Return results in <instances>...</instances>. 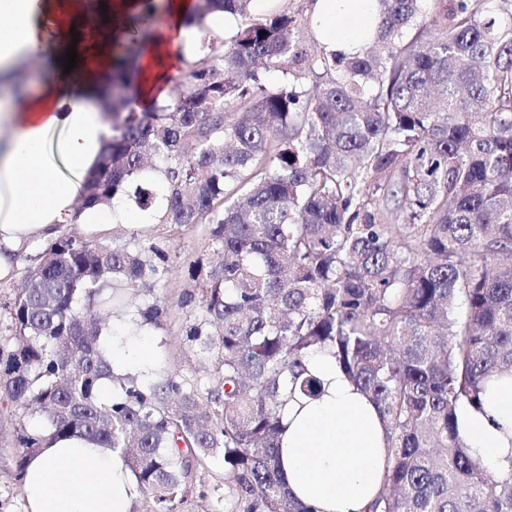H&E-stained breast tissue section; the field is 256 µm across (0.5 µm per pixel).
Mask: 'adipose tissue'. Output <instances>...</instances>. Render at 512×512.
Masks as SVG:
<instances>
[{
	"label": "adipose tissue",
	"instance_id": "obj_1",
	"mask_svg": "<svg viewBox=\"0 0 512 512\" xmlns=\"http://www.w3.org/2000/svg\"><path fill=\"white\" fill-rule=\"evenodd\" d=\"M141 0H108L110 26L92 22L97 0H0V283L13 280L34 242L75 226L106 241L119 224L138 223L125 202L81 206L100 166L112 120L97 99L123 32ZM193 0H164L141 65L135 111L168 98L195 55ZM310 24L324 53L352 56L379 21L376 0H310ZM77 64L64 73L68 46ZM52 68L36 77L37 64ZM323 382L319 399L289 401L281 437L282 477L291 496L319 512H365L382 477L386 431L378 407L337 369L330 353L308 356ZM460 431L492 472L512 467V377L490 381L483 412H463ZM25 512H132L137 498L120 456L79 437L31 458L23 477Z\"/></svg>",
	"mask_w": 512,
	"mask_h": 512
}]
</instances>
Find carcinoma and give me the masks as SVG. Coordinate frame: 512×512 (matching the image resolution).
<instances>
[{
	"label": "carcinoma",
	"instance_id": "1",
	"mask_svg": "<svg viewBox=\"0 0 512 512\" xmlns=\"http://www.w3.org/2000/svg\"><path fill=\"white\" fill-rule=\"evenodd\" d=\"M489 2L378 0L373 41L338 57L308 50L286 9L195 0L196 26L224 11L237 31L205 33L147 112L132 103L154 0L129 18L100 98L128 115L82 205L126 195L148 211L143 174L159 172L162 223L208 226L216 259L188 264L199 288L178 302L193 366L117 374L105 344L133 296L132 328L170 318L164 247L44 244L0 348V390L37 419L20 426L17 476L79 436L123 459L150 512H180L213 469L210 512H317L281 478V411L321 396L305 359L326 349L385 426L368 512H512V468L488 471L459 431L512 375V13Z\"/></svg>",
	"mask_w": 512,
	"mask_h": 512
}]
</instances>
